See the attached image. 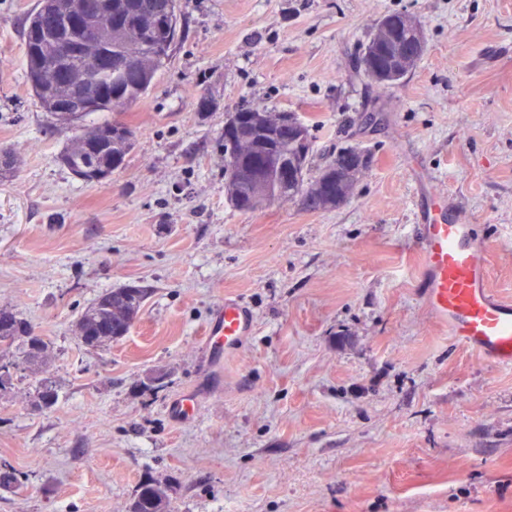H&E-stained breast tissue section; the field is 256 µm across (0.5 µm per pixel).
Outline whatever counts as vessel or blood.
I'll return each instance as SVG.
<instances>
[{
  "instance_id": "b4317fda",
  "label": "vessel or blood",
  "mask_w": 512,
  "mask_h": 512,
  "mask_svg": "<svg viewBox=\"0 0 512 512\" xmlns=\"http://www.w3.org/2000/svg\"><path fill=\"white\" fill-rule=\"evenodd\" d=\"M444 204L423 211L417 226L422 284L430 317L456 341L502 366L512 367V304L488 286V250L472 225L444 219ZM224 351L234 353L253 321L239 301L221 312Z\"/></svg>"
}]
</instances>
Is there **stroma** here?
Here are the masks:
<instances>
[{"label":"stroma","instance_id":"1","mask_svg":"<svg viewBox=\"0 0 512 512\" xmlns=\"http://www.w3.org/2000/svg\"><path fill=\"white\" fill-rule=\"evenodd\" d=\"M34 4L0 0V309L47 343L59 398L36 409L23 343L0 352V512H128L148 478L174 512H512V368L433 324L414 234L444 199L512 303V0H178L152 90L86 119L136 130L98 184L30 89ZM394 12L426 48L378 88L358 52ZM242 106L310 124L312 167L368 149L353 196L235 210L217 139ZM128 284L154 290L128 334L86 345L80 312ZM228 297L254 321L230 356L204 336Z\"/></svg>","mask_w":512,"mask_h":512}]
</instances>
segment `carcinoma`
Returning <instances> with one entry per match:
<instances>
[{"label": "carcinoma", "instance_id": "carcinoma-1", "mask_svg": "<svg viewBox=\"0 0 512 512\" xmlns=\"http://www.w3.org/2000/svg\"><path fill=\"white\" fill-rule=\"evenodd\" d=\"M56 5L55 21L63 23L81 4L87 0H54ZM177 16V0H112V29L104 27L95 14L86 15L90 30L66 31L64 35L83 48L71 55L59 52L54 34L42 33L40 6L29 13L23 29L24 57L37 54L41 60L42 79L40 86H31L44 111L55 116L57 121L70 130L66 145L59 155V161L70 174L85 183H92L95 174L117 170L114 160H125L132 150L134 141L116 134L97 151L87 148L95 139L102 138V125L91 127L84 125L86 112L77 111L79 94L77 85L57 79L56 71L65 68L76 79L83 80L92 76L91 61L102 47H112V57L126 58L135 63V70L126 77L112 81V93L121 100L120 107L128 108L140 101L151 90L157 72L169 57L172 45L178 39V26L165 23L153 29H141L134 21L147 15ZM410 40V30L392 27L384 35L371 34L369 41L360 51V61L365 64L374 61L387 72L384 78L366 74L370 82L378 87H389L410 74L420 61L422 54L404 58L399 54V46ZM64 101L68 112H59L55 104ZM281 113L258 108L243 107L235 118L224 123V132L219 141L226 146L233 139V159H225L226 194L230 205L243 213L270 207L283 199L307 196L310 203L308 211H324L338 207L353 195L357 181L356 173L345 175L339 193L330 197L325 192L327 182L336 175V163L350 156L362 158V166H368L370 156L363 150L350 147L341 150L315 175H310V156L312 136L309 124L296 120L301 132L298 140L281 136L279 126ZM261 160L268 165L267 191L256 194L254 188L241 181L237 170L243 166ZM294 166L300 172L299 180L286 187L281 186L277 172L281 166ZM154 289L146 286H120L99 295L77 319L76 326L82 340L96 347L118 340L116 336L97 335L98 327L103 323L112 325V330L129 326ZM30 325L15 313L0 310V352L11 347L15 341L28 336ZM26 360L34 367L46 363L47 345L40 341L35 345L27 344ZM58 401V393L48 377L37 380L35 406L46 409ZM129 512H172L168 488L154 480L142 482L129 505Z\"/></svg>", "mask_w": 512, "mask_h": 512}]
</instances>
